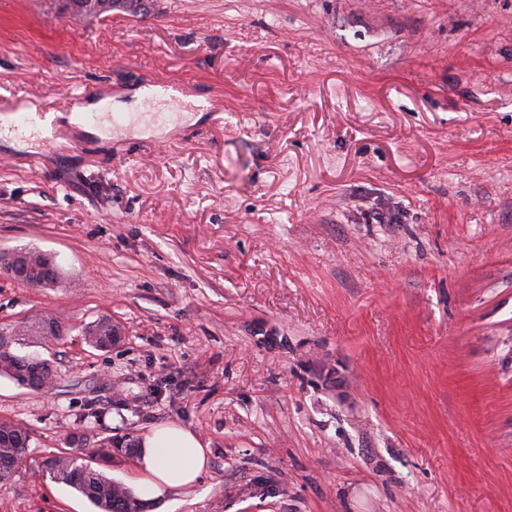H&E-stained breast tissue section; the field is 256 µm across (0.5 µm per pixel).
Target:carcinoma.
I'll use <instances>...</instances> for the list:
<instances>
[{"instance_id": "obj_1", "label": "carcinoma", "mask_w": 512, "mask_h": 512, "mask_svg": "<svg viewBox=\"0 0 512 512\" xmlns=\"http://www.w3.org/2000/svg\"><path fill=\"white\" fill-rule=\"evenodd\" d=\"M115 338L116 332L109 317L105 316L96 325L85 328L86 342L96 349L112 347V340ZM36 369L41 377L35 390L55 384L56 374L48 361L40 359L34 363L27 356L0 354V375L9 377L21 387H31L28 378L32 377ZM29 440V432L21 424L0 420L1 489L12 484L14 472L25 462ZM114 452V442L108 436L100 440L97 448L88 450L79 446L61 455L52 456L45 461L44 468L52 480L76 489L99 512H131L130 503L137 497L135 491L95 467L98 460L112 462Z\"/></svg>"}]
</instances>
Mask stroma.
I'll use <instances>...</instances> for the list:
<instances>
[{"mask_svg":"<svg viewBox=\"0 0 512 512\" xmlns=\"http://www.w3.org/2000/svg\"><path fill=\"white\" fill-rule=\"evenodd\" d=\"M58 6L0 0V110L55 116L0 139V250L59 270L0 273V333L57 374L0 376L31 435L0 512H94L43 461L163 423L210 464L149 512H512V0ZM85 0H62L59 1L60 10L64 13L66 11L68 14L72 15L73 18L85 19V18H102L110 15L112 11H121L132 17H140L142 15L138 14L136 11L132 9V2L138 0H104L109 2V9L106 13L100 15H86L81 11V6ZM112 2H115V6L112 8ZM129 2V3H128ZM143 17V16H142ZM84 333L86 342L100 350L112 347V340L114 341L117 337L111 318L106 316L102 317L96 325L86 327Z\"/></svg>","mask_w":512,"mask_h":512,"instance_id":"35a3bbf8","label":"stroma"}]
</instances>
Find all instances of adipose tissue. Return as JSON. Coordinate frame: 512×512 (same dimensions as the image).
Instances as JSON below:
<instances>
[{
  "mask_svg": "<svg viewBox=\"0 0 512 512\" xmlns=\"http://www.w3.org/2000/svg\"><path fill=\"white\" fill-rule=\"evenodd\" d=\"M140 446L137 464L144 478L139 491L150 499L192 487L208 467L201 440L174 423L146 433Z\"/></svg>",
  "mask_w": 512,
  "mask_h": 512,
  "instance_id": "obj_1",
  "label": "adipose tissue"
}]
</instances>
